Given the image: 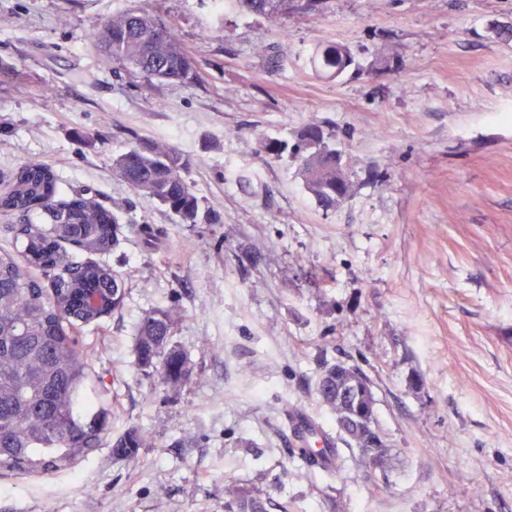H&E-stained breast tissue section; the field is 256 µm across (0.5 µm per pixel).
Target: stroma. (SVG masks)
Segmentation results:
<instances>
[{"label": "stroma", "mask_w": 512, "mask_h": 512, "mask_svg": "<svg viewBox=\"0 0 512 512\" xmlns=\"http://www.w3.org/2000/svg\"><path fill=\"white\" fill-rule=\"evenodd\" d=\"M127 9L176 22L196 82L107 68L89 35ZM4 17L0 58L26 92L0 85V174L44 162L163 235L148 249L130 231L103 255L124 307L79 334L107 439L75 469L0 475V512H224L228 482L269 512H512V0H320L276 21L216 0H0ZM332 44L354 57L337 77L317 64ZM309 124L351 171L328 210L261 146ZM140 139L189 157L220 223H179L116 177ZM170 306L195 369L176 391L134 353L143 312ZM342 360L372 382L387 453L327 480L292 418L335 432L318 386ZM132 426L149 444L116 460Z\"/></svg>", "instance_id": "stroma-1"}]
</instances>
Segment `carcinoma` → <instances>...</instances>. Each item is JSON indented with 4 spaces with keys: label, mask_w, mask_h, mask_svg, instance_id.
<instances>
[{
    "label": "carcinoma",
    "mask_w": 512,
    "mask_h": 512,
    "mask_svg": "<svg viewBox=\"0 0 512 512\" xmlns=\"http://www.w3.org/2000/svg\"><path fill=\"white\" fill-rule=\"evenodd\" d=\"M319 0H236L246 13L271 20L301 11L313 13ZM105 62L131 78L147 82L198 79L180 43L175 24L144 12H117L91 33ZM325 47L320 68L342 74L349 51ZM325 139L318 126L304 128L298 142L264 141L276 158L289 153L304 173L306 186L325 208L350 193L342 156L332 148L315 151L307 140ZM190 161L175 147L138 140L113 163L119 180L166 207L181 224H213L210 212L184 177ZM0 212L20 217L0 232L16 251L0 249V472L49 473L72 469L105 435L111 410L103 395L89 389L94 368L89 351L78 347L76 331L100 323L124 306L125 283L108 264L93 259L120 243L118 210L79 192H66L57 172L31 161L4 180ZM87 258H81V255ZM100 298L90 308L86 300ZM174 306L150 310L136 325L134 353L139 368L176 390L193 376L189 359L170 345L180 321ZM320 386L330 388L327 403L335 415L336 436L320 432L324 446L301 448L299 458L327 479L340 476L346 462L338 444L357 451L358 462L379 463L385 449L369 377L356 364L338 362L325 369ZM148 443L137 427L112 441L113 456L136 459ZM224 512H267L259 492L237 483L224 486Z\"/></svg>",
    "instance_id": "cac0c4a2"
}]
</instances>
